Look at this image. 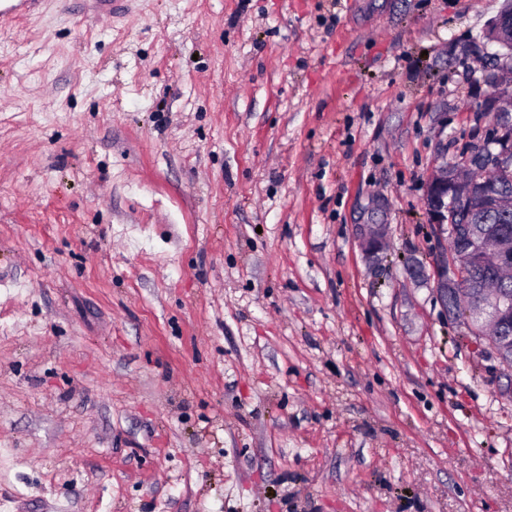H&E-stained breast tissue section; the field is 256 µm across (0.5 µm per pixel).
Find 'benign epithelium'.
<instances>
[{
  "label": "benign epithelium",
  "instance_id": "benign-epithelium-1",
  "mask_svg": "<svg viewBox=\"0 0 512 512\" xmlns=\"http://www.w3.org/2000/svg\"><path fill=\"white\" fill-rule=\"evenodd\" d=\"M489 41L506 44L512 40V14L505 12L491 23ZM484 111L497 117L496 138L481 152L467 151L461 156V165L469 171L480 165L485 173H498L502 176L512 173V91H496L485 105ZM458 197L463 201L475 202L484 208H503V196L496 192V183L481 177H473L465 190H460L448 175V167L440 168L432 176L426 187L424 207L428 223L438 236H446L449 250L445 251L433 264L434 287L441 302L448 299V291L460 290L469 280L471 266L468 255L474 252L491 251L500 266L512 268V234L498 229H489L478 234L458 235L452 224V214L448 211V197ZM365 249L377 252L383 245L386 233L384 224H366L360 228ZM467 316L477 324L487 320L499 324L512 322V298L504 292L484 295L478 304L469 308Z\"/></svg>",
  "mask_w": 512,
  "mask_h": 512
}]
</instances>
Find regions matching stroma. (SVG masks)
<instances>
[{
	"mask_svg": "<svg viewBox=\"0 0 512 512\" xmlns=\"http://www.w3.org/2000/svg\"><path fill=\"white\" fill-rule=\"evenodd\" d=\"M503 4L0 29V512H512V368L408 273Z\"/></svg>",
	"mask_w": 512,
	"mask_h": 512,
	"instance_id": "obj_1",
	"label": "stroma"
}]
</instances>
